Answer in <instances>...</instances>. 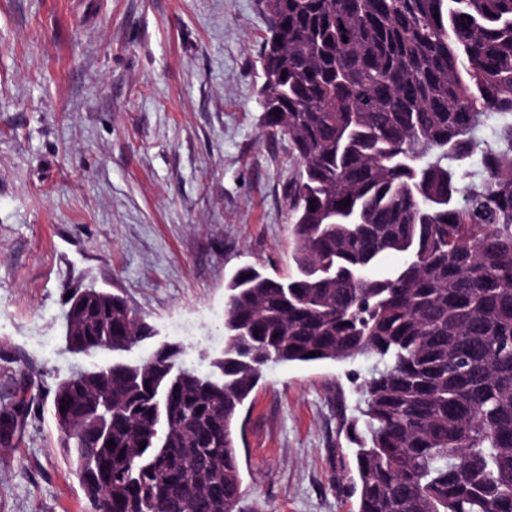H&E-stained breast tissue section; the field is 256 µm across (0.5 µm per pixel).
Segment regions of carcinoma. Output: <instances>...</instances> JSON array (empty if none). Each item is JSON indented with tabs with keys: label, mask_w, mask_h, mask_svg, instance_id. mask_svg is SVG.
<instances>
[{
	"label": "carcinoma",
	"mask_w": 512,
	"mask_h": 512,
	"mask_svg": "<svg viewBox=\"0 0 512 512\" xmlns=\"http://www.w3.org/2000/svg\"><path fill=\"white\" fill-rule=\"evenodd\" d=\"M261 6V122L301 166L292 269L226 283L208 373L163 344L55 384L92 512H237L234 424L263 368L360 354L380 367L350 424L357 512H512V0ZM65 322L79 354L152 336L102 288ZM29 415L23 395L0 407L1 446Z\"/></svg>",
	"instance_id": "obj_1"
}]
</instances>
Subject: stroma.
<instances>
[{"mask_svg":"<svg viewBox=\"0 0 512 512\" xmlns=\"http://www.w3.org/2000/svg\"><path fill=\"white\" fill-rule=\"evenodd\" d=\"M258 0H0V512H91L49 391L115 360L63 342L67 289L124 297L155 334L126 352L224 353L225 284L290 265L299 165L261 125ZM370 355L269 364L237 423L240 512H355L348 477ZM30 402L23 393L10 405L0 407V445L8 446L19 426L30 415Z\"/></svg>","mask_w":512,"mask_h":512,"instance_id":"1","label":"stroma"}]
</instances>
